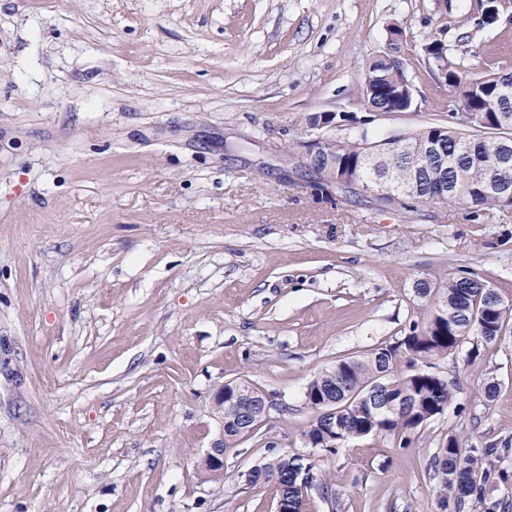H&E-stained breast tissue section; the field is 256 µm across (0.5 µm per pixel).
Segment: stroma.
<instances>
[{
    "instance_id": "obj_1",
    "label": "stroma",
    "mask_w": 512,
    "mask_h": 512,
    "mask_svg": "<svg viewBox=\"0 0 512 512\" xmlns=\"http://www.w3.org/2000/svg\"><path fill=\"white\" fill-rule=\"evenodd\" d=\"M393 23L414 105L372 112ZM434 37L512 66V0L490 26L480 0H0V512H274L245 480L273 441L325 474L307 512H512V319L424 362L455 393L409 443L302 436L310 382L429 319L448 279L512 303V210L390 208L299 163L448 124ZM235 379L277 406L207 470ZM451 433L497 447L460 511L430 466Z\"/></svg>"
}]
</instances>
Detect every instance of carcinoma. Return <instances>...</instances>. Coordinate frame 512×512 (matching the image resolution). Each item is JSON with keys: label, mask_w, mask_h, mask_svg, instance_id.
Returning a JSON list of instances; mask_svg holds the SVG:
<instances>
[{"label": "carcinoma", "mask_w": 512, "mask_h": 512, "mask_svg": "<svg viewBox=\"0 0 512 512\" xmlns=\"http://www.w3.org/2000/svg\"><path fill=\"white\" fill-rule=\"evenodd\" d=\"M402 37V28L391 25L387 48L365 65L363 95L372 111L408 107L409 80L401 66L391 63ZM443 83L451 92L449 102L453 108L465 101L484 126L512 129V71H492L476 77L465 59L450 57ZM467 139L468 135L454 126H433L409 137L411 148L407 153L396 157L385 154L371 162L363 161V140L327 142L319 145L312 164L324 167L331 163L341 174L364 182L384 172L392 185L410 189L408 199L415 201L433 200L435 182L431 174L439 173L470 204L473 215L488 207H506L505 198L491 191L489 184H511L512 167L506 171L492 168L483 156L467 153ZM496 295L497 289L482 279H452L441 294V309L448 310V315L436 312L423 324L410 326L401 340L382 344L366 357L341 360L322 372L308 386L306 399L313 403L325 397L336 401V438L327 435V427H309L302 433L306 444L333 454L337 446L352 439L381 432L394 435L420 430L443 413L454 397V383L421 368L399 372L396 365L403 358L413 366L418 361L446 355L461 336L476 334L487 340L501 336L512 307L495 304L491 297ZM371 389L376 391V398L395 401L400 406L374 415L351 399ZM431 466L440 476L442 491L453 495L460 509L477 490L483 459L465 452L462 439L451 435L438 448ZM264 469L277 473L274 485L278 496L288 499L292 512H306V496L311 488H327V480L315 461L302 455L279 452Z\"/></svg>", "instance_id": "obj_1"}]
</instances>
